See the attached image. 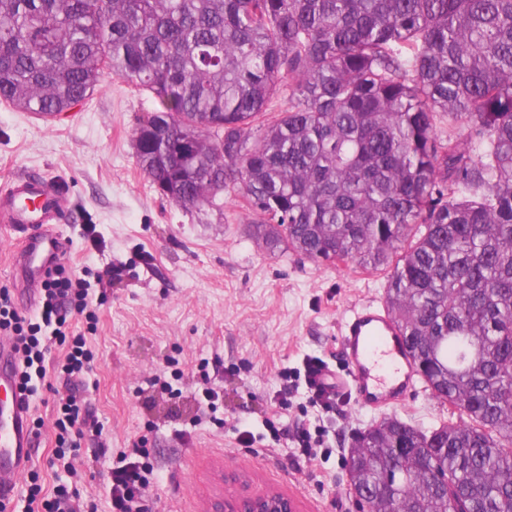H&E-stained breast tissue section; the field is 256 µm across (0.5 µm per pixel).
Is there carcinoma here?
Listing matches in <instances>:
<instances>
[{
	"instance_id": "1",
	"label": "carcinoma",
	"mask_w": 512,
	"mask_h": 512,
	"mask_svg": "<svg viewBox=\"0 0 512 512\" xmlns=\"http://www.w3.org/2000/svg\"><path fill=\"white\" fill-rule=\"evenodd\" d=\"M107 73L157 100L161 196L384 273L448 417L354 435L369 512H512V0H0V102L59 115Z\"/></svg>"
}]
</instances>
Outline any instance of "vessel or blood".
I'll return each mask as SVG.
<instances>
[{
  "mask_svg": "<svg viewBox=\"0 0 512 512\" xmlns=\"http://www.w3.org/2000/svg\"><path fill=\"white\" fill-rule=\"evenodd\" d=\"M67 194L44 177L23 173L0 188V215L20 243L15 276L18 298L32 303L39 285L66 251L59 231ZM342 365L320 363L315 378L337 397L358 408L386 413L404 405L416 392L419 376L402 331L388 307L369 301L351 309L339 328ZM15 358L9 337L0 335V500L11 497L32 460L29 413L14 383Z\"/></svg>",
  "mask_w": 512,
  "mask_h": 512,
  "instance_id": "vessel-or-blood-1",
  "label": "vessel or blood"
}]
</instances>
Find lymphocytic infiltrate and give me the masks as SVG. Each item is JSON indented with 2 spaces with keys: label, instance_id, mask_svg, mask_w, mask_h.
Masks as SVG:
<instances>
[{
  "label": "lymphocytic infiltrate",
  "instance_id": "f902f5d3",
  "mask_svg": "<svg viewBox=\"0 0 512 512\" xmlns=\"http://www.w3.org/2000/svg\"><path fill=\"white\" fill-rule=\"evenodd\" d=\"M122 271V265L110 263L87 280L75 276L67 264L58 263L42 283L40 306L33 314L20 310L11 289L0 286V334L11 339L16 352L18 389L28 407L43 394L52 395L55 451L49 463L72 474L77 471L82 440L102 433L83 399L85 375L94 361L87 337L97 331L96 290L118 279ZM74 314L83 317V330H74L70 322ZM152 471L145 450L138 460L112 469L108 478L112 512H141ZM26 502V512H85L79 491L63 484L47 493L41 484L31 483Z\"/></svg>",
  "mask_w": 512,
  "mask_h": 512
}]
</instances>
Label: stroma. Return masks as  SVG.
<instances>
[{
	"instance_id": "35a3bbf8",
	"label": "stroma",
	"mask_w": 512,
	"mask_h": 512,
	"mask_svg": "<svg viewBox=\"0 0 512 512\" xmlns=\"http://www.w3.org/2000/svg\"><path fill=\"white\" fill-rule=\"evenodd\" d=\"M156 106L109 75L62 119L0 103V187L25 171L59 181L73 209L61 228L66 263L80 277L124 266L96 307L85 397L103 435L82 442L80 493L111 512L108 472L121 452L145 448L154 472L143 512H206L224 495L270 489L296 498L299 512H357L343 459L351 434L375 414L351 404L326 413L302 390L286 408L272 397L280 372L304 358L339 362L338 322L383 296L382 275L267 247L243 198L225 193L194 207L162 198L134 146ZM89 225L102 249L92 248ZM209 386L220 389L212 406L202 396ZM303 419L325 428L331 455L294 461L291 435ZM242 428L253 444H240Z\"/></svg>"
}]
</instances>
